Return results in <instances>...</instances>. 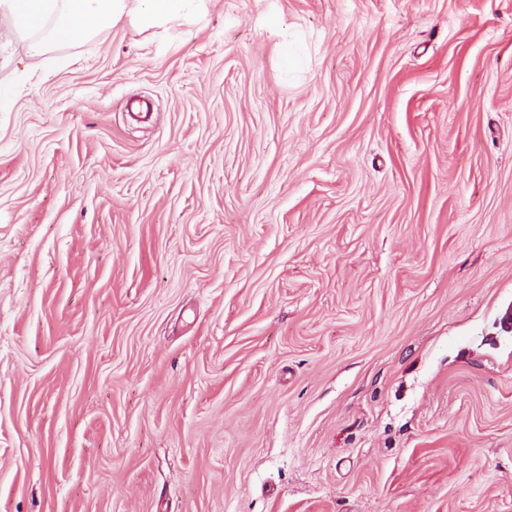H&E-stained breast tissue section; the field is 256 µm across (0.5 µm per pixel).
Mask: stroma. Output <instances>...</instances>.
Segmentation results:
<instances>
[{
	"label": "stroma",
	"mask_w": 512,
	"mask_h": 512,
	"mask_svg": "<svg viewBox=\"0 0 512 512\" xmlns=\"http://www.w3.org/2000/svg\"><path fill=\"white\" fill-rule=\"evenodd\" d=\"M0 86V512H512V0H206Z\"/></svg>",
	"instance_id": "stroma-1"
}]
</instances>
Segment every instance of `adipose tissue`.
<instances>
[{
  "mask_svg": "<svg viewBox=\"0 0 512 512\" xmlns=\"http://www.w3.org/2000/svg\"><path fill=\"white\" fill-rule=\"evenodd\" d=\"M206 0H0V41H25L30 56L89 41L126 21L173 32L201 17Z\"/></svg>",
  "mask_w": 512,
  "mask_h": 512,
  "instance_id": "1",
  "label": "adipose tissue"
}]
</instances>
